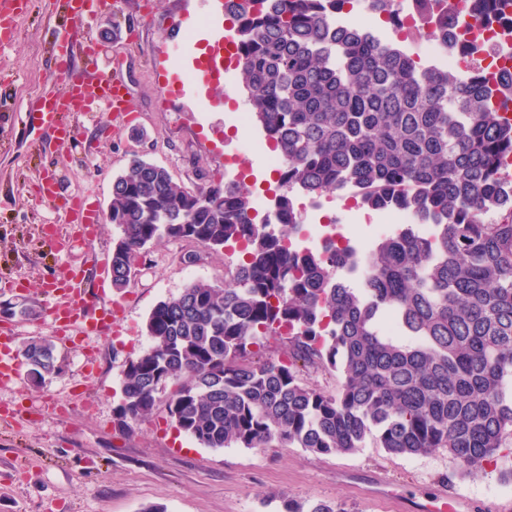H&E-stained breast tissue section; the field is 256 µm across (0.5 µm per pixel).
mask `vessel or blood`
Segmentation results:
<instances>
[{"instance_id":"b4317fda","label":"vessel or blood","mask_w":512,"mask_h":512,"mask_svg":"<svg viewBox=\"0 0 512 512\" xmlns=\"http://www.w3.org/2000/svg\"><path fill=\"white\" fill-rule=\"evenodd\" d=\"M76 25L86 22L95 10L108 8L112 0H66ZM23 6L22 0H0V44L11 39L15 20ZM194 68L209 85H220L224 80V43L216 41L194 60ZM55 80L64 84L62 91L44 99L37 115L41 126L50 130L59 141H67L73 135L69 116L74 112L87 111L91 103H101L111 114L113 122H127L136 106L129 97L124 83L101 72L77 71L66 61L57 60ZM70 220L82 225L85 238H93L101 221L99 209L81 201L72 204ZM55 284L61 285L62 293L56 294L50 312L53 334L83 336H107L118 311L103 300L102 289H90L84 270L67 268L55 276ZM17 324L12 320L0 322V385L17 382L21 365L12 348ZM472 502L447 493L439 494L435 501L426 504V512H471Z\"/></svg>"}]
</instances>
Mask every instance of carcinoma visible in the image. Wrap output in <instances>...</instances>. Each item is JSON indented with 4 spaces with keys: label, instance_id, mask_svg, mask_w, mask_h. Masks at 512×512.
Returning <instances> with one entry per match:
<instances>
[{
    "label": "carcinoma",
    "instance_id": "1",
    "mask_svg": "<svg viewBox=\"0 0 512 512\" xmlns=\"http://www.w3.org/2000/svg\"><path fill=\"white\" fill-rule=\"evenodd\" d=\"M358 2L225 0L251 118L283 160L275 223L256 220L241 185L185 191L141 158L113 179L116 290L154 243L240 246L232 284L193 281L151 310V343L125 362L119 428L148 418L172 382L169 416L205 448L341 454L373 439L396 455L445 448L473 474L512 437V125L500 116L512 84L422 66L348 22ZM399 2L366 6L393 19ZM415 2L419 32L448 49L462 12ZM465 13L512 30V0H466ZM345 189L414 220L366 252L361 288L337 277L352 247L292 244L303 232L294 194ZM283 331L285 349L263 356L262 339ZM23 356L40 380L58 370L46 340ZM300 361L337 373L336 390L305 384ZM281 512L343 510L284 497Z\"/></svg>",
    "mask_w": 512,
    "mask_h": 512
}]
</instances>
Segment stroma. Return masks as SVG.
Wrapping results in <instances>:
<instances>
[{"instance_id":"35a3bbf8","label":"stroma","mask_w":512,"mask_h":512,"mask_svg":"<svg viewBox=\"0 0 512 512\" xmlns=\"http://www.w3.org/2000/svg\"><path fill=\"white\" fill-rule=\"evenodd\" d=\"M217 12L218 0H116L97 11L82 34L94 41L101 71L120 76L137 106L130 123L112 124L96 112H75L66 142L39 127L33 114L53 88L55 38L71 21L60 0H28L12 40L0 46V310L20 322L16 349L35 338L54 340L57 373L0 386V409L23 404L24 417L0 420V512H280L282 498L342 504L346 512H414L416 503L441 491L492 508L512 502V455L485 471L457 475L447 450L425 456L393 455L367 442L350 454H314L302 448L200 446L171 422L161 392L150 418L133 433L115 424L126 359L149 343L146 322L161 300L179 295L193 280L220 284L232 261L221 249L164 240L138 259L125 291L105 286L106 299L123 308L120 342L89 336L82 346L54 339L45 288L64 266H85L90 280L96 252L111 253L119 230L102 222L97 236L56 252L42 227L71 235V197L108 211L112 181L133 157L164 166L173 180L195 190L245 171L255 196L265 197L271 171L253 155L257 125L230 128L224 104L202 107L200 90L166 98L161 87L180 65L167 25L183 10ZM239 154L241 168L224 164ZM57 197L42 198L45 185ZM39 313H25L28 305ZM56 403L65 415L48 411Z\"/></svg>"}]
</instances>
